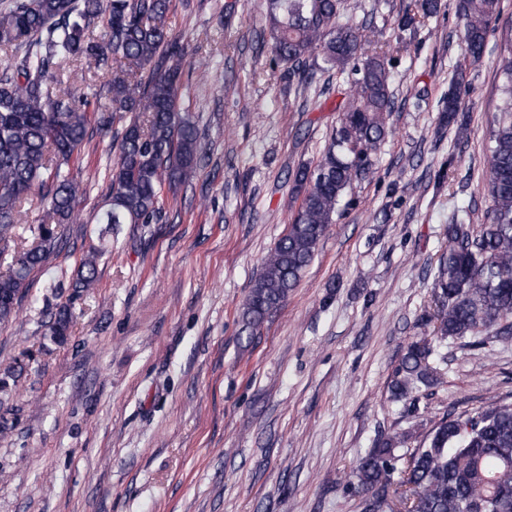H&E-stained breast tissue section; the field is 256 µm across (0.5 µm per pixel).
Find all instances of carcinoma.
Segmentation results:
<instances>
[{"label":"carcinoma","instance_id":"cac0c4a2","mask_svg":"<svg viewBox=\"0 0 512 512\" xmlns=\"http://www.w3.org/2000/svg\"><path fill=\"white\" fill-rule=\"evenodd\" d=\"M171 0H0V50L10 52L0 66V322L9 321L29 291L33 274L59 252L56 225L77 219L80 149L98 133L105 137L118 114H131L117 140L100 224H155L160 200L193 180L200 151L198 128L182 111L179 90L186 53L167 26ZM465 20L463 43L470 62L484 54L499 0H453ZM362 4L347 0H267L272 60L289 65L306 89L319 57L324 69L348 74L355 94L325 141L319 160L294 176L301 202L266 256L243 305L239 335L251 339L288 299L314 260L329 226L336 221L352 185L369 177L374 153L386 137L392 111L389 61L368 54L366 27L341 21ZM441 0H411L397 18L398 30L414 33L435 16ZM105 25L97 38L93 27ZM88 60L112 78L111 110L94 116L84 94L64 81L68 65ZM503 82L497 113L490 121L485 190L490 206L474 228L448 224V249L438 260L433 297L435 341L462 340L473 349L512 338V37L500 58ZM466 71H458L444 111L448 122L461 111ZM47 205L32 240L16 241V226L32 193ZM94 248L75 269L72 288L96 286ZM73 313L61 302L45 324V335L63 344ZM432 346L411 342L391 381L395 399L431 387L436 368ZM412 436L395 433L362 456L349 484L362 494V512H393L392 498L412 500L413 512H512V400L497 398L460 413L444 414L408 447ZM401 474L394 484V473Z\"/></svg>","mask_w":512,"mask_h":512}]
</instances>
